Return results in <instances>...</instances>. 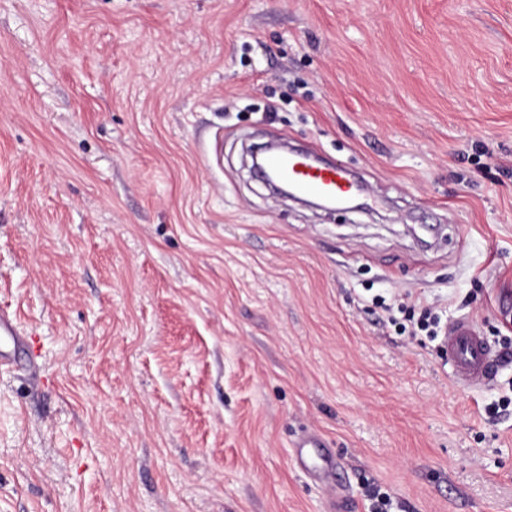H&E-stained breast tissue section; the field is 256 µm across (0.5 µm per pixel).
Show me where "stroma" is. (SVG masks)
I'll use <instances>...</instances> for the list:
<instances>
[{
	"instance_id": "1",
	"label": "stroma",
	"mask_w": 512,
	"mask_h": 512,
	"mask_svg": "<svg viewBox=\"0 0 512 512\" xmlns=\"http://www.w3.org/2000/svg\"><path fill=\"white\" fill-rule=\"evenodd\" d=\"M358 172L277 197L251 145ZM512 336V0H0V512H512V364L459 385L374 297ZM25 336L24 329L16 315L9 313L7 310L0 309V370L9 371L16 366L20 359L16 356L11 357L9 352L13 350L15 353L16 347ZM291 459L311 481L327 492V512H344L336 487L340 485L342 466L329 441L322 435L306 432L293 441Z\"/></svg>"
}]
</instances>
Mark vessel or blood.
<instances>
[{
	"instance_id": "b4317fda",
	"label": "vessel or blood",
	"mask_w": 512,
	"mask_h": 512,
	"mask_svg": "<svg viewBox=\"0 0 512 512\" xmlns=\"http://www.w3.org/2000/svg\"><path fill=\"white\" fill-rule=\"evenodd\" d=\"M266 167L287 179L294 192L303 197H342L360 190L358 183L342 166L322 161L308 152L292 150L286 154H269ZM23 334L17 316L0 309L1 371L16 366L17 360L11 357L10 352L19 345ZM443 346L455 366L459 383L479 386L489 378L496 356L474 321L461 319L449 324ZM292 446L293 463L326 491L327 512H343L342 501L336 494L342 466L329 441L322 435L307 432L293 441Z\"/></svg>"
}]
</instances>
